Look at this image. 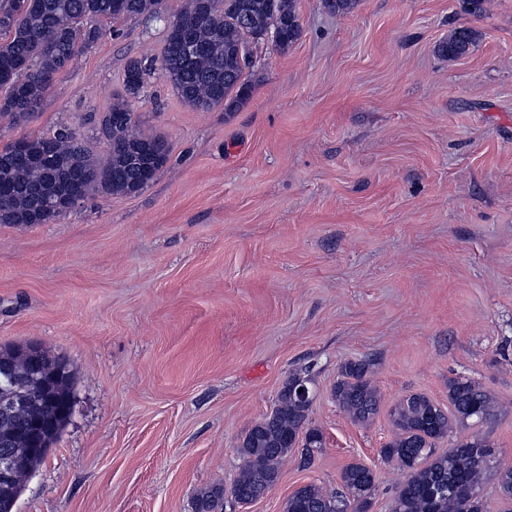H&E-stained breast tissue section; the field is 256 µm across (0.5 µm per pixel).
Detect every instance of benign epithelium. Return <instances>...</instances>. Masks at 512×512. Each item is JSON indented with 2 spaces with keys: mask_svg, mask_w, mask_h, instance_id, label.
Wrapping results in <instances>:
<instances>
[{
  "mask_svg": "<svg viewBox=\"0 0 512 512\" xmlns=\"http://www.w3.org/2000/svg\"><path fill=\"white\" fill-rule=\"evenodd\" d=\"M44 349L29 344L11 362L12 368L0 370V379L8 386L0 388V421L10 427L0 433L8 452L0 455V482L20 480V458L45 453L48 424L67 421L74 412L70 400L58 401L54 391L60 372L42 370Z\"/></svg>",
  "mask_w": 512,
  "mask_h": 512,
  "instance_id": "obj_1",
  "label": "benign epithelium"
}]
</instances>
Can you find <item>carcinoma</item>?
I'll return each instance as SVG.
<instances>
[{
  "mask_svg": "<svg viewBox=\"0 0 512 512\" xmlns=\"http://www.w3.org/2000/svg\"><path fill=\"white\" fill-rule=\"evenodd\" d=\"M238 12L224 11V0H186L183 10L164 28L161 69L178 97L201 111L224 106L228 111L244 103L251 87L244 78L250 52L238 53L249 36L271 25L273 15L288 18L277 47L286 49L301 36L295 0H244ZM163 0H7L0 5V117L12 124L28 121L38 113L46 94L59 75L69 70L77 54L93 46L103 35L101 23L141 16L161 15ZM481 38L471 27H456L437 51L455 60L468 55ZM146 69L131 61L125 70L126 96L112 103L99 122L100 137L115 148L98 157L82 134L62 126L49 135L23 137L0 150V223L33 224L34 192L54 197L59 207L46 221L52 223L70 211L73 192L129 194L122 164L132 151L151 163V182L165 165L170 150L160 155L154 146L168 145L162 136H144L136 123L112 126V115H134L132 100L143 87ZM21 145L30 156L17 163L13 152ZM371 361H346L339 367L333 398L351 421L366 425L377 414L380 397L369 378ZM310 377L307 367L296 368L279 391L273 411L256 423L244 438L239 453L242 466L235 490L260 499L277 484L280 466L299 439L303 465L324 446L323 433L308 426L310 407L290 395L301 379ZM445 412L428 396H406L390 411L397 428L395 439L380 449V457L406 472L397 488L392 512H485V475L494 471L497 487L512 500V465L497 464L496 452L478 434L439 452L436 444L453 432V426L472 420L483 422L496 405L480 383L465 377L448 380ZM341 488L328 493L307 484L288 497L285 512H370L377 488V474L353 462L341 475ZM197 512H224V490L215 488L198 499Z\"/></svg>",
  "mask_w": 512,
  "mask_h": 512,
  "instance_id": "obj_1",
  "label": "carcinoma"
}]
</instances>
